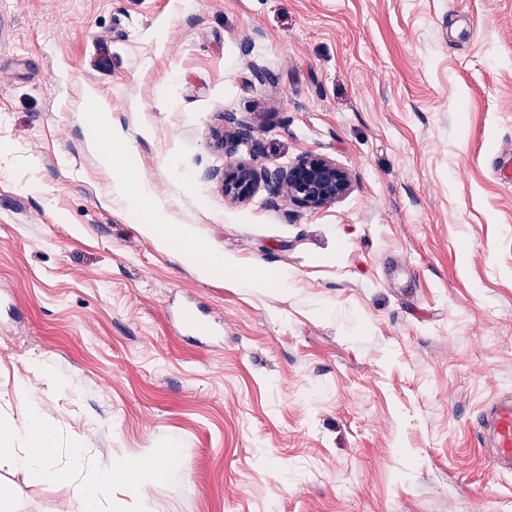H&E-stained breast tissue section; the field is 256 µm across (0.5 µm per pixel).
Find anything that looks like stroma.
Masks as SVG:
<instances>
[{"label": "stroma", "mask_w": 512, "mask_h": 512, "mask_svg": "<svg viewBox=\"0 0 512 512\" xmlns=\"http://www.w3.org/2000/svg\"><path fill=\"white\" fill-rule=\"evenodd\" d=\"M92 94L169 224L240 279L107 202ZM229 113L259 167L322 153L351 192L225 202ZM508 152L512 0H0V423L36 422L72 473L3 458L0 492L78 512L77 484L168 448L101 512H512L477 434L512 394ZM183 304L223 334L185 338ZM197 270L201 277L204 279L210 278H229V279H237L239 278V271L237 267L223 258H215L211 261L205 263H198Z\"/></svg>", "instance_id": "35a3bbf8"}]
</instances>
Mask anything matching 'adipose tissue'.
Instances as JSON below:
<instances>
[{
	"label": "adipose tissue",
	"instance_id": "ef3b65f1",
	"mask_svg": "<svg viewBox=\"0 0 512 512\" xmlns=\"http://www.w3.org/2000/svg\"><path fill=\"white\" fill-rule=\"evenodd\" d=\"M89 124L90 136L100 144L98 160L102 167L112 174L108 187L110 201L118 203L132 219H140L143 213H150L152 222L146 225V232L161 246L177 248L183 259L196 263L201 277L235 279L239 276L237 267L224 259L216 258L201 263L197 257L205 247L199 243H188L180 230L168 228L166 215L153 201L151 190L132 169L126 158L130 146L124 136L113 131L111 115L103 104L92 102ZM28 442L23 451H16L12 446L15 429L10 425H0V456L15 458L17 463L38 482H55L68 480L67 471L58 469L54 464L55 450L50 439L39 426H29L26 431ZM163 471L157 458H141L128 465L102 473L90 484L76 487V495L82 503L83 512H98V504L112 489L113 484L120 483L129 489L140 488L144 483L161 479Z\"/></svg>",
	"mask_w": 512,
	"mask_h": 512
}]
</instances>
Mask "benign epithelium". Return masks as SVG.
Wrapping results in <instances>:
<instances>
[{"mask_svg": "<svg viewBox=\"0 0 512 512\" xmlns=\"http://www.w3.org/2000/svg\"><path fill=\"white\" fill-rule=\"evenodd\" d=\"M230 131L224 133V154H237L239 146L249 145L250 158L224 165L221 183L224 200L230 203L249 201L260 185L269 192L273 208L283 203L307 210H318L346 196L352 189L351 172L336 160L319 153H305L274 172L257 164L263 151L262 140L255 135L245 117L227 116Z\"/></svg>", "mask_w": 512, "mask_h": 512, "instance_id": "1", "label": "benign epithelium"}]
</instances>
